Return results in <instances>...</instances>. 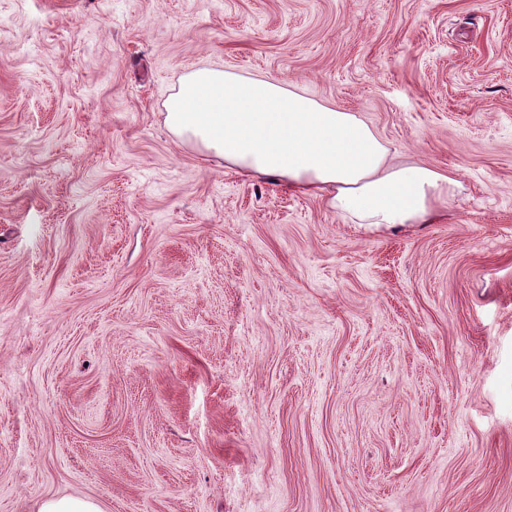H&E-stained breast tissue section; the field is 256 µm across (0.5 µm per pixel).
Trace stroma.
Returning <instances> with one entry per match:
<instances>
[{"label":"stroma","instance_id":"stroma-1","mask_svg":"<svg viewBox=\"0 0 512 512\" xmlns=\"http://www.w3.org/2000/svg\"><path fill=\"white\" fill-rule=\"evenodd\" d=\"M199 67L460 183L344 221L167 129ZM512 512V0H0V512ZM31 512H106V509L89 498L64 496L36 500Z\"/></svg>","mask_w":512,"mask_h":512}]
</instances>
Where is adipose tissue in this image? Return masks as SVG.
<instances>
[{"label": "adipose tissue", "mask_w": 512, "mask_h": 512, "mask_svg": "<svg viewBox=\"0 0 512 512\" xmlns=\"http://www.w3.org/2000/svg\"><path fill=\"white\" fill-rule=\"evenodd\" d=\"M177 137L249 179H271L325 200L354 224H435L458 181L419 162H395L357 114L283 83L202 67L166 104Z\"/></svg>", "instance_id": "adipose-tissue-1"}]
</instances>
